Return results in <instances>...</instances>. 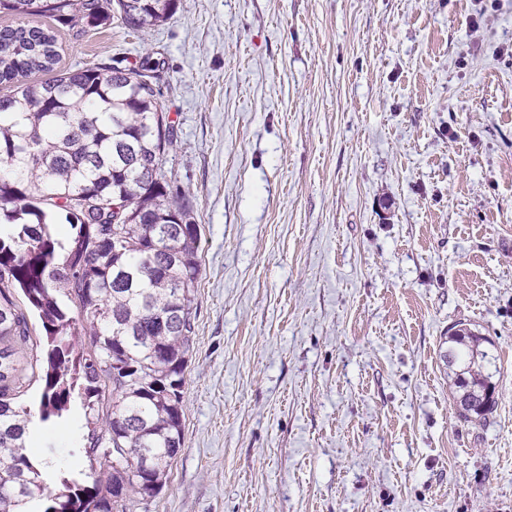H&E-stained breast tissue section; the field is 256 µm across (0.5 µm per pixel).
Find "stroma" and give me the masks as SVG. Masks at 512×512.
<instances>
[{"mask_svg":"<svg viewBox=\"0 0 512 512\" xmlns=\"http://www.w3.org/2000/svg\"><path fill=\"white\" fill-rule=\"evenodd\" d=\"M58 47L159 61L201 226L183 445L143 512H512V0H179ZM457 323L497 356L480 424ZM45 430L32 458L88 469ZM461 326L463 325H456L451 336H448V359H451L448 367L457 368L454 372L455 386L460 392L457 403L467 398L472 402L469 409L459 411V419L466 423H479L486 420L496 408L493 374L485 372L486 364H490L489 353L481 349L487 340ZM459 331H463L464 335Z\"/></svg>","mask_w":512,"mask_h":512,"instance_id":"1","label":"stroma"}]
</instances>
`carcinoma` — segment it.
Segmentation results:
<instances>
[{
  "label": "carcinoma",
  "instance_id": "obj_1",
  "mask_svg": "<svg viewBox=\"0 0 512 512\" xmlns=\"http://www.w3.org/2000/svg\"><path fill=\"white\" fill-rule=\"evenodd\" d=\"M176 10L177 0H0L16 18L0 28V512H136L182 448L201 228L166 178L176 138L141 80L152 58L23 82L58 64L52 21L143 32ZM30 314L42 343L26 367L16 345ZM485 342L467 327L448 337L459 398L472 402L458 413L466 423L496 408ZM30 368L42 383L35 412L16 401ZM75 404L81 453L99 468L67 474L56 491L24 433L33 416L56 421Z\"/></svg>",
  "mask_w": 512,
  "mask_h": 512
}]
</instances>
